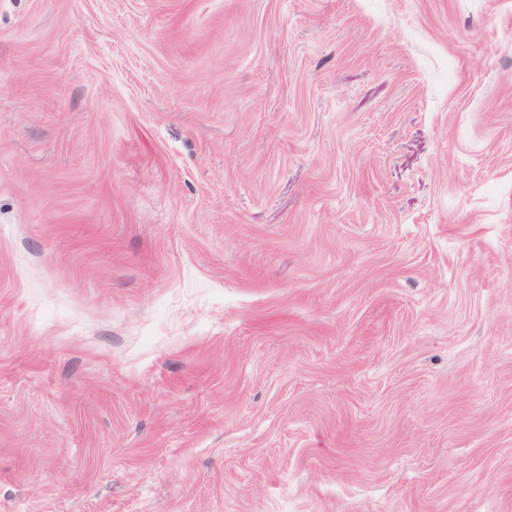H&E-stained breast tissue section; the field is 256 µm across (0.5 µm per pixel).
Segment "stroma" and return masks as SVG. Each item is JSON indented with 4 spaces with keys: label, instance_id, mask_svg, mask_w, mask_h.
<instances>
[{
    "label": "stroma",
    "instance_id": "35a3bbf8",
    "mask_svg": "<svg viewBox=\"0 0 512 512\" xmlns=\"http://www.w3.org/2000/svg\"><path fill=\"white\" fill-rule=\"evenodd\" d=\"M0 512H512V0H0Z\"/></svg>",
    "mask_w": 512,
    "mask_h": 512
}]
</instances>
